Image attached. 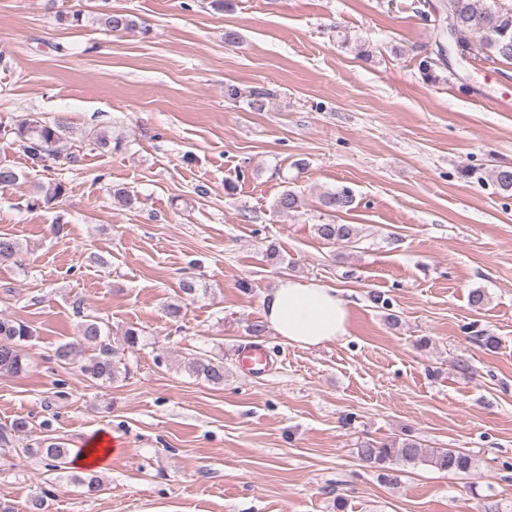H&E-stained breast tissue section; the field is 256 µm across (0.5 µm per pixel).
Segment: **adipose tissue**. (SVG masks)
<instances>
[{
	"label": "adipose tissue",
	"instance_id": "1",
	"mask_svg": "<svg viewBox=\"0 0 512 512\" xmlns=\"http://www.w3.org/2000/svg\"><path fill=\"white\" fill-rule=\"evenodd\" d=\"M264 319L284 342L318 348L346 336L349 302L340 289L314 281L278 280L263 300Z\"/></svg>",
	"mask_w": 512,
	"mask_h": 512
}]
</instances>
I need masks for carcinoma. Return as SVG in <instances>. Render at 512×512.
<instances>
[{
    "instance_id": "1",
    "label": "carcinoma",
    "mask_w": 512,
    "mask_h": 512,
    "mask_svg": "<svg viewBox=\"0 0 512 512\" xmlns=\"http://www.w3.org/2000/svg\"><path fill=\"white\" fill-rule=\"evenodd\" d=\"M437 8L442 19H456L457 45L467 48L473 38H478L479 49L486 57H499L512 61V51L505 45L512 44V13L502 10L497 0H441ZM97 21L107 31L115 34L136 29L145 34L148 29L131 15L107 10L98 14ZM0 133L14 135L15 141L24 154L33 162L46 159L62 170H71L81 165L85 157L96 151L108 152L121 148V141H111L103 132H85L73 136L70 127L63 123L47 124L32 118H23L12 128L0 125ZM22 173L0 160V188L15 186ZM68 192L67 185L57 179L39 184L35 205H52L63 199ZM113 201L131 210L137 208L139 198L125 187L114 186L111 190ZM354 203L352 191L343 187L327 191L321 198L326 209L336 213L350 209ZM302 207L301 197L293 190H284L274 203L275 212L288 215ZM317 234L329 241L350 243L355 237L350 224H319ZM20 243L10 235H0V261L20 262ZM140 331L135 327L123 333V344L112 345L111 331L103 320L91 314L81 317L76 324V339L56 347L53 357L62 365H75L81 373L93 382L114 383L126 380L131 374L128 355L134 353L140 342ZM34 338V330L23 322L0 315V373L17 375L28 368L24 348ZM91 355H85V351ZM193 375L216 386L224 384V359L201 353L189 363ZM29 422L24 418L14 420L10 427L0 430V445L8 446L16 435L27 431ZM25 452L38 458L49 471L63 473L71 469V449L66 443L54 438H44ZM360 461L380 470V478L392 485L398 484L399 464L424 462L429 466L451 475H466L475 467V458L456 448L426 450L410 438L388 441H365L357 448Z\"/></svg>"
}]
</instances>
